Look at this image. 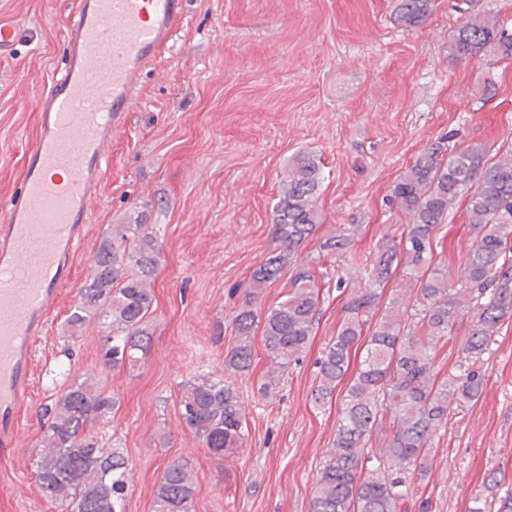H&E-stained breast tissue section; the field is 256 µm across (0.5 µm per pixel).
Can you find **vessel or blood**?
Wrapping results in <instances>:
<instances>
[{
    "instance_id": "1",
    "label": "vessel or blood",
    "mask_w": 512,
    "mask_h": 512,
    "mask_svg": "<svg viewBox=\"0 0 512 512\" xmlns=\"http://www.w3.org/2000/svg\"><path fill=\"white\" fill-rule=\"evenodd\" d=\"M185 0H77L65 67L37 106V135L0 211V452L20 445L32 347L73 276L112 138L145 67L174 40Z\"/></svg>"
}]
</instances>
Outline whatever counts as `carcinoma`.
Here are the masks:
<instances>
[{
    "label": "carcinoma",
    "instance_id": "obj_1",
    "mask_svg": "<svg viewBox=\"0 0 512 512\" xmlns=\"http://www.w3.org/2000/svg\"><path fill=\"white\" fill-rule=\"evenodd\" d=\"M464 21L453 38L454 54L475 57L489 47L512 59V32L483 8L482 0H463ZM430 0H399L398 20L421 23ZM319 168L299 159L288 168L273 207V234L279 246L252 272L242 304L234 312V346L224 369L252 367V335L263 323L262 344L274 370L288 369L311 343L320 301L317 268L346 261L354 229L325 239L318 256L299 255L320 224L316 206ZM393 202L408 217L397 237L373 253L365 287L351 289L336 336L318 361L314 402L323 406L341 396L332 448L327 451L310 502V512H412L411 478L423 476L436 432L447 425L457 401H478L484 375H442L437 348L448 341L459 313L469 319L463 351L478 359L512 317V151L490 161L486 152L466 147L448 161L432 151L420 157L397 183ZM464 206L471 245L456 283H448L435 261V232L456 204ZM159 250L144 215L116 225L96 253L89 281L79 292L67 323L83 330L95 318L110 321L104 336V366L135 361L151 343L147 317L153 305L151 283ZM402 274L409 306L396 295ZM286 298L259 317L255 303L283 277ZM363 349L358 365L352 355ZM116 399L90 377L70 381L45 407V428L35 461L40 492L61 512H124L123 493L131 477L128 460L100 444L98 429L109 422ZM181 419L215 456L242 447L246 422L235 389L221 378L199 374L186 382ZM383 434L382 450L368 448ZM195 494L189 466L171 462L157 486L154 512H190Z\"/></svg>",
    "mask_w": 512,
    "mask_h": 512
}]
</instances>
